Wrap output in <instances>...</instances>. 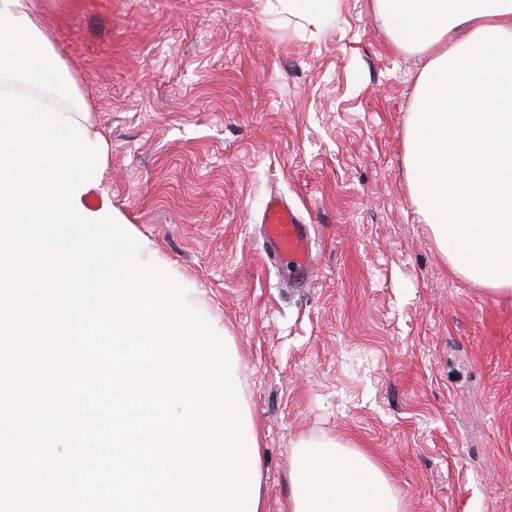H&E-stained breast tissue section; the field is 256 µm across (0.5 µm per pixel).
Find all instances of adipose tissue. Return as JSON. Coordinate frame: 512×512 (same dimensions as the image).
<instances>
[{
  "mask_svg": "<svg viewBox=\"0 0 512 512\" xmlns=\"http://www.w3.org/2000/svg\"><path fill=\"white\" fill-rule=\"evenodd\" d=\"M318 39L338 0H277ZM396 50L427 59L406 118L408 195L453 273L512 294V0H371ZM490 215L487 224L479 223ZM291 512H401L367 454L335 441L292 454Z\"/></svg>",
  "mask_w": 512,
  "mask_h": 512,
  "instance_id": "1",
  "label": "adipose tissue"
}]
</instances>
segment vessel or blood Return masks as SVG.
Here are the masks:
<instances>
[{
    "label": "vessel or blood",
    "instance_id": "1",
    "mask_svg": "<svg viewBox=\"0 0 512 512\" xmlns=\"http://www.w3.org/2000/svg\"><path fill=\"white\" fill-rule=\"evenodd\" d=\"M261 234L264 254L279 266L284 283L313 284L318 259L315 229L284 195L276 193L265 201Z\"/></svg>",
    "mask_w": 512,
    "mask_h": 512
}]
</instances>
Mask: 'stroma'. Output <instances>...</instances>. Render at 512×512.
<instances>
[{
  "label": "stroma",
  "instance_id": "1",
  "mask_svg": "<svg viewBox=\"0 0 512 512\" xmlns=\"http://www.w3.org/2000/svg\"><path fill=\"white\" fill-rule=\"evenodd\" d=\"M276 0H32L108 146L114 208L219 317L290 512L294 447L369 454L404 512H512V295L448 269L410 203L404 129L423 57L370 0L319 40ZM284 193L319 273L283 286L258 216Z\"/></svg>",
  "mask_w": 512,
  "mask_h": 512
}]
</instances>
